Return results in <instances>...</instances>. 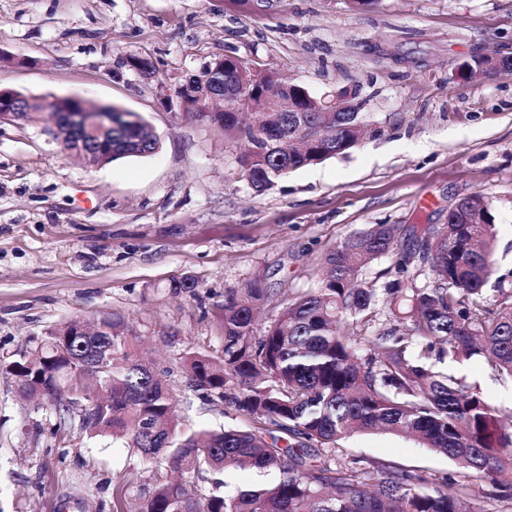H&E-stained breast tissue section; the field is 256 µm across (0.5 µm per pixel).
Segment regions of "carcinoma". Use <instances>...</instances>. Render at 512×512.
Listing matches in <instances>:
<instances>
[{
    "label": "carcinoma",
    "instance_id": "1",
    "mask_svg": "<svg viewBox=\"0 0 512 512\" xmlns=\"http://www.w3.org/2000/svg\"><path fill=\"white\" fill-rule=\"evenodd\" d=\"M251 76L248 63L214 59L190 75L188 113L250 144L238 158L252 189L272 188L288 173L344 154L361 135L358 112H261L240 127L235 112H201L191 93L214 81ZM115 126L111 163L154 153L145 127L105 106ZM414 259L436 273L418 288L392 281L377 288L362 268L390 252L401 227L371 224L346 236L323 261L317 286L281 300L261 336L253 328L268 301L258 278L224 291V349L219 358L192 348L181 356L197 390L233 404L248 428L183 427L169 388L151 364L131 351L124 317L104 314L97 335L69 338L65 323L49 329L28 358L9 365L21 393H41L59 423L70 406L100 389L82 429L111 435L135 449L143 464L166 462L187 474L206 466L276 479L227 491L224 479L200 496L186 480L158 483L138 512H481L473 488L512 501V425L501 420L480 387L454 370L478 355L512 379V288L495 272V224L479 193L448 207V223L410 228ZM391 322L376 328L378 302ZM362 331L348 333L345 327ZM402 433L453 461L458 472L431 488L414 469L393 463L332 461L324 450L357 432Z\"/></svg>",
    "mask_w": 512,
    "mask_h": 512
}]
</instances>
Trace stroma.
<instances>
[{
    "label": "stroma",
    "instance_id": "obj_1",
    "mask_svg": "<svg viewBox=\"0 0 512 512\" xmlns=\"http://www.w3.org/2000/svg\"><path fill=\"white\" fill-rule=\"evenodd\" d=\"M512 54V0H0V86L52 100L76 96L139 115L156 152L97 168L51 138L49 112L0 126V507L5 512H112L129 507L168 467L79 429V407L54 410L22 397L6 371L48 329L117 313L135 354L165 372L178 416L194 426H248L234 405L187 386L189 348L218 357L224 291L260 277L268 309L318 281L326 253L371 224H400L394 248L363 281L423 286L430 268L410 259L414 224H444L457 196L492 205L497 275L512 284V72L466 81L455 66L476 50ZM149 59L154 81L128 69ZM252 61L315 95L359 90L365 134L346 154L292 172L257 193L239 175L237 136L169 108L162 88L215 58ZM189 275L195 295L169 293ZM502 417L512 383L484 358L459 369ZM333 458L419 468L434 480L447 458L393 433H357Z\"/></svg>",
    "mask_w": 512,
    "mask_h": 512
}]
</instances>
